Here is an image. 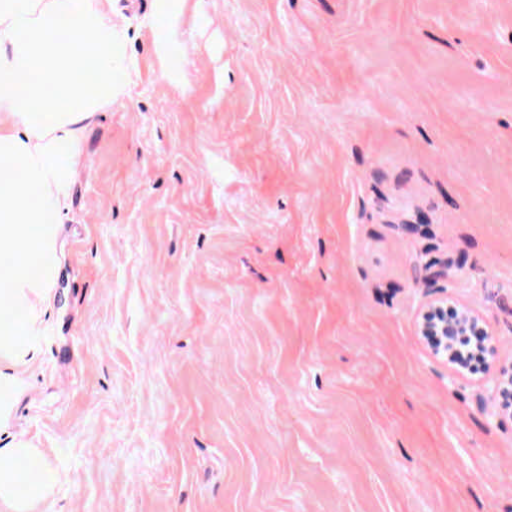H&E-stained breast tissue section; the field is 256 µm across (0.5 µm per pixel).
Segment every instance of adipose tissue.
I'll list each match as a JSON object with an SVG mask.
<instances>
[{
	"label": "adipose tissue",
	"instance_id": "adipose-tissue-1",
	"mask_svg": "<svg viewBox=\"0 0 512 512\" xmlns=\"http://www.w3.org/2000/svg\"><path fill=\"white\" fill-rule=\"evenodd\" d=\"M32 447L24 441L12 442L10 447H0V503L6 504L10 512H36L37 503L28 494L31 486H41L51 492L56 476L47 464L27 470L19 463L21 454L31 452Z\"/></svg>",
	"mask_w": 512,
	"mask_h": 512
}]
</instances>
